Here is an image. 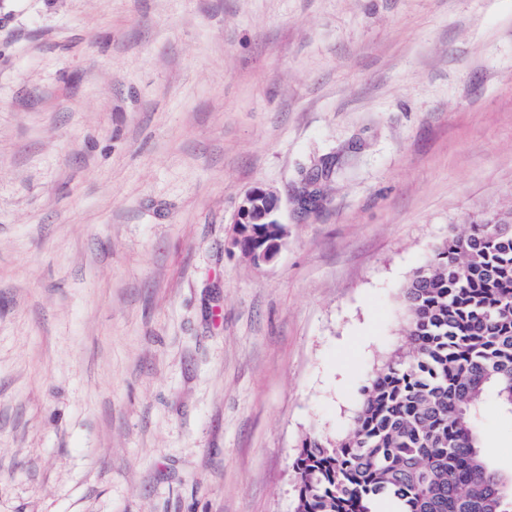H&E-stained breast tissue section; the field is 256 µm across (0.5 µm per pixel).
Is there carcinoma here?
<instances>
[{
    "mask_svg": "<svg viewBox=\"0 0 512 512\" xmlns=\"http://www.w3.org/2000/svg\"><path fill=\"white\" fill-rule=\"evenodd\" d=\"M409 350L360 388L351 429L304 437L296 512H512V471L481 430L490 399L512 413V217L478 212L403 288Z\"/></svg>",
    "mask_w": 512,
    "mask_h": 512,
    "instance_id": "carcinoma-1",
    "label": "carcinoma"
}]
</instances>
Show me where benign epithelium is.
I'll return each mask as SVG.
<instances>
[{
  "label": "benign epithelium",
  "instance_id": "obj_1",
  "mask_svg": "<svg viewBox=\"0 0 512 512\" xmlns=\"http://www.w3.org/2000/svg\"><path fill=\"white\" fill-rule=\"evenodd\" d=\"M279 201L261 187L251 189L243 198L234 223L237 224L239 236L235 243L245 256L256 266L268 265L276 258L286 236V228H281L274 240H267L260 235V224H279ZM252 238L253 243L246 245V239Z\"/></svg>",
  "mask_w": 512,
  "mask_h": 512
}]
</instances>
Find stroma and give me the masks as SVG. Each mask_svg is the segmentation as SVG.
<instances>
[{"instance_id": "obj_1", "label": "stroma", "mask_w": 512, "mask_h": 512, "mask_svg": "<svg viewBox=\"0 0 512 512\" xmlns=\"http://www.w3.org/2000/svg\"><path fill=\"white\" fill-rule=\"evenodd\" d=\"M510 207L512 0H0V512H294L403 287ZM279 201L262 187H254L243 198L235 219L239 236L235 243L240 247L245 256L255 265L264 266L274 261L282 242L286 236L285 225L281 223L279 216ZM253 224H280L281 230L274 240H265V235H260V228ZM250 246L246 245V238Z\"/></svg>"}]
</instances>
